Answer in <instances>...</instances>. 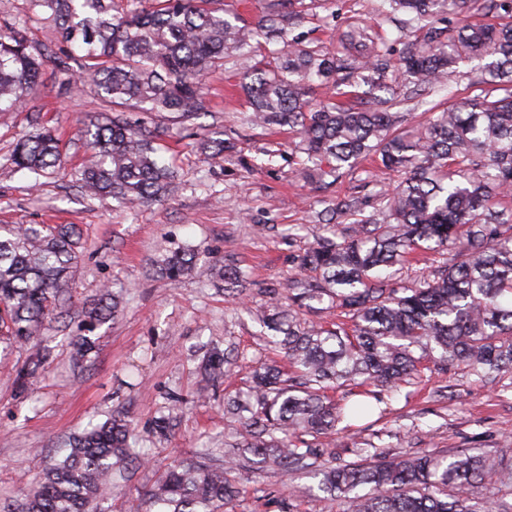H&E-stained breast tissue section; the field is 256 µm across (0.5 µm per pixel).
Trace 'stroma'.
Returning a JSON list of instances; mask_svg holds the SVG:
<instances>
[{
  "mask_svg": "<svg viewBox=\"0 0 512 512\" xmlns=\"http://www.w3.org/2000/svg\"><path fill=\"white\" fill-rule=\"evenodd\" d=\"M301 15L294 37L331 51L337 33L354 21L394 54L424 36L405 15L385 13L382 0H302ZM18 20L26 21L37 49L57 50L53 24L32 12L29 0H0V26ZM245 65L242 51L227 52L223 71L206 79L210 111L194 124L128 107L132 119L167 132L166 158L177 178L166 201L129 209L89 198L60 175L0 173V224H74L82 238L70 314L64 328L52 323L43 330L50 356L26 388L16 377L30 347L0 351L1 507L20 503L33 490L65 436L88 422L125 415L146 459L129 465L125 480L113 487L110 512H126L128 500L144 497L170 463L199 459L206 448L214 458L234 462L230 477L240 492L225 501L223 512H343L341 500L312 491L307 473L265 466L241 449L240 426L225 416L224 398L247 391L253 370L272 355L249 312L273 302L288 306L286 284L298 271V258L323 233L316 212L344 195L359 196L373 211L400 175L372 155L335 187L308 182L295 137L249 122L239 87ZM479 65L476 59L460 63L444 84L422 96L412 86L393 85V94L407 100L410 126L423 123L434 102L479 94L471 83ZM111 113L93 91H72L65 75L47 65L42 86L25 107L0 111V170L18 138L31 131L33 116L57 129L74 167L86 152L79 128ZM214 132L222 133L227 150L201 155L200 138ZM186 246L202 260L241 268L248 288L230 295L197 275L172 281L153 271V263ZM109 294L119 300L118 313L95 330V353L74 368L68 338L79 333L82 310ZM212 348L228 354L231 372L208 384L199 366ZM328 395L368 409L352 421L357 435L339 430L318 437L323 459L336 465L362 462V449L371 446L389 458L512 449V373L482 378L462 365L445 374L425 369L395 391L347 386ZM169 414L174 428L158 438L155 423Z\"/></svg>",
  "mask_w": 512,
  "mask_h": 512,
  "instance_id": "1",
  "label": "stroma"
}]
</instances>
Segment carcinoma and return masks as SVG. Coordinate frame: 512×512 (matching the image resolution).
Returning <instances> with one entry per match:
<instances>
[{
  "label": "carcinoma",
  "mask_w": 512,
  "mask_h": 512,
  "mask_svg": "<svg viewBox=\"0 0 512 512\" xmlns=\"http://www.w3.org/2000/svg\"><path fill=\"white\" fill-rule=\"evenodd\" d=\"M48 15L60 37L48 57L29 41L26 22L0 33V108L22 107L41 82L44 66L85 77L84 86L112 103V118L85 127L88 154L66 170L61 140L45 126L17 143L11 171L74 178L91 198L135 208L159 202L172 190L174 171L160 152V131L124 117L168 112L190 120L208 111L201 79L224 68V49L282 40L288 52L273 68L257 63L244 72L251 122L291 131L313 163L312 177L338 181L373 153L384 167L404 174L379 208L364 215L362 201L345 196L318 214L327 224L339 216L357 220L341 232L317 238L299 258L300 274L288 280L296 307L315 302L349 316L351 326L315 327L296 307L271 306L254 316L270 345L288 359L294 376L263 364L245 399L229 398L224 411L242 421V447L286 471L310 467L317 449L303 436L327 434L345 417L326 390L344 384L395 389L430 360L435 370L463 363L478 375L512 371V0H489L505 22L465 24L448 35L437 27L444 15H462L469 0H384L426 29V38L399 58L394 77L436 86L465 59L492 56L475 78L504 91L474 96L431 113L422 129H407L408 114L373 98L354 101L308 99L320 80L373 90L388 70L381 48L367 30L339 36L344 58L303 45L288 34L301 21L296 0L269 5L254 28L238 26L212 7L214 0H144L128 11L115 0H29ZM80 234L73 224L0 225V343L33 344L17 375L27 383L46 362L38 340L45 324L70 300ZM450 257L419 285L396 287L387 270L426 252ZM177 280L200 274L233 291L243 277L222 262H202L183 248L158 265ZM118 302L82 312L85 333L70 337L74 365L95 351L89 336L115 316ZM227 358L212 353L203 371L224 375ZM133 423L113 417L63 442L60 457L34 491L7 512H104L114 477L124 465L145 459L130 443ZM230 467L181 461L130 512H220L238 493ZM318 488L346 504L345 512H512V505L482 499L478 485L489 479L512 487V462L488 453L412 456L343 464L320 470Z\"/></svg>",
  "instance_id": "1"
}]
</instances>
